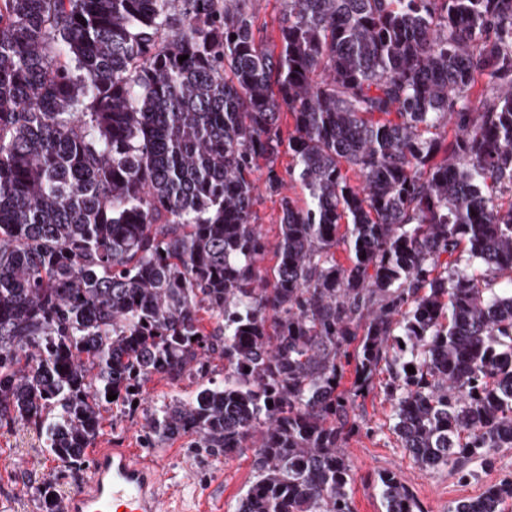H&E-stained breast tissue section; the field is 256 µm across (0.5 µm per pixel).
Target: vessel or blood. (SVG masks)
<instances>
[{
    "mask_svg": "<svg viewBox=\"0 0 512 512\" xmlns=\"http://www.w3.org/2000/svg\"><path fill=\"white\" fill-rule=\"evenodd\" d=\"M172 494L159 468L126 448H105L93 456L87 486L64 503V512H169Z\"/></svg>",
    "mask_w": 512,
    "mask_h": 512,
    "instance_id": "b4317fda",
    "label": "vessel or blood"
}]
</instances>
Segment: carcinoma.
Here are the masks:
<instances>
[{"label": "carcinoma", "mask_w": 512, "mask_h": 512, "mask_svg": "<svg viewBox=\"0 0 512 512\" xmlns=\"http://www.w3.org/2000/svg\"><path fill=\"white\" fill-rule=\"evenodd\" d=\"M249 4L0 0V424L80 465L103 409L193 374L151 447L253 450L238 512H354L344 448L384 363L401 447L465 479L512 448V0H284L277 50ZM254 210L258 217L257 224H262L263 233L271 242H274L281 216L279 197L270 196L262 191Z\"/></svg>", "instance_id": "carcinoma-1"}]
</instances>
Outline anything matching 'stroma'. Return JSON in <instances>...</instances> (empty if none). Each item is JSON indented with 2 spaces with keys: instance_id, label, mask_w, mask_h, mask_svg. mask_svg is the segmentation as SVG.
<instances>
[{
  "instance_id": "stroma-1",
  "label": "stroma",
  "mask_w": 512,
  "mask_h": 512,
  "mask_svg": "<svg viewBox=\"0 0 512 512\" xmlns=\"http://www.w3.org/2000/svg\"><path fill=\"white\" fill-rule=\"evenodd\" d=\"M195 379L172 384L155 377L145 385L137 406H113L104 414L103 430L94 448H128L157 463L174 485L189 512H236L240 497L253 478L252 452L232 456L195 454L191 439L177 436L151 448L145 440L146 420L160 405L178 398L191 400ZM366 422L351 434L345 451L353 465L351 496L355 512H384L375 483L378 472L396 470L420 504L422 512H452L457 501L479 496L484 489L512 477V448L501 449L494 466L473 461L468 479L451 469H422L401 448L392 431V404L382 389L365 400ZM87 468H71L50 454L35 427L0 426V512H43L40 491L52 485L59 499L80 489Z\"/></svg>"
}]
</instances>
